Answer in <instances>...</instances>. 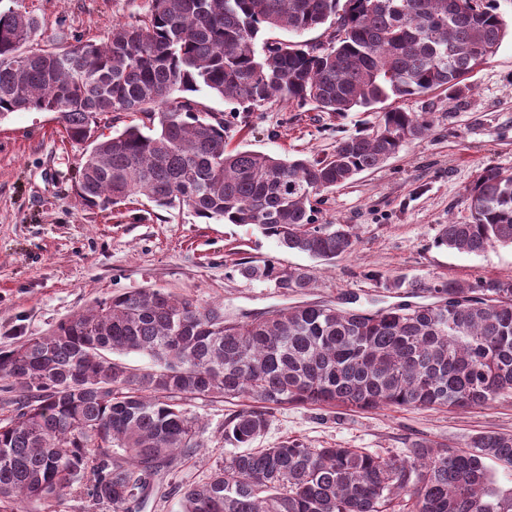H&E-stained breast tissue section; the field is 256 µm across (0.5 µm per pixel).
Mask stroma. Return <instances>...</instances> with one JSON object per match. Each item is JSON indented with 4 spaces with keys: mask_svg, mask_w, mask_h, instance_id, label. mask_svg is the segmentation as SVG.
<instances>
[{
    "mask_svg": "<svg viewBox=\"0 0 512 512\" xmlns=\"http://www.w3.org/2000/svg\"><path fill=\"white\" fill-rule=\"evenodd\" d=\"M145 0H0V8L36 15L37 39L102 42L117 23L134 21ZM473 89L389 98L383 109L430 112L434 124L379 168L359 174L324 197L322 224H351L359 236L352 254L326 262L280 247L250 224L196 217L188 208L153 203L103 211L84 204L72 181L82 146L71 143L55 113L17 111L0 117V348L48 333L59 322L115 293L161 289L218 303L230 321L308 303L336 308L354 303L374 311L396 303L381 278L401 275L464 284L493 277L512 284V247L480 254L437 247L441 224L468 216L465 197L486 166L512 170V35L470 75ZM231 127L230 147L281 158L332 152L337 141L371 125L375 112L357 108L335 116L274 102L252 112L209 91L197 92ZM272 260L307 268L315 285L303 292L241 275L243 262ZM248 400L196 399L187 408L200 425L196 451L179 459L161 492L143 512H180L175 489L204 478L236 448L224 441L228 417ZM512 433V393L465 411L357 410L288 405L272 408L256 447L294 440L310 448H363L402 453L424 438L463 449L479 433Z\"/></svg>",
    "mask_w": 512,
    "mask_h": 512,
    "instance_id": "1",
    "label": "stroma"
}]
</instances>
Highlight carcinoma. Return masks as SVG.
<instances>
[{"label": "carcinoma", "mask_w": 512, "mask_h": 512, "mask_svg": "<svg viewBox=\"0 0 512 512\" xmlns=\"http://www.w3.org/2000/svg\"><path fill=\"white\" fill-rule=\"evenodd\" d=\"M325 24L327 42L298 40ZM39 30L29 12L0 11V117L54 112L82 145L99 116H139L84 149L76 183L86 206L186 205L326 261L352 253L358 235L316 223L314 202L425 137L432 113L380 112L329 154L282 159L226 150L224 114L193 93L244 112L279 99L329 115L438 89L452 100L508 33L484 0H148L100 44L42 45ZM465 202L470 218L441 225L437 246L512 247V170L480 169ZM240 272L286 291L313 284L309 269L271 261ZM383 286L402 301L374 312L306 304L246 322L217 304L129 291L0 349L14 393L0 419V512H31L79 482L112 512L142 508L199 447L188 399L253 401L224 423V441L240 447L264 434L273 406L452 410L512 391V284L394 276ZM127 353L149 367L114 358ZM489 460L512 467V434L481 433L461 451L414 440L396 456L285 441L181 487V512H512Z\"/></svg>", "instance_id": "cac0c4a2"}]
</instances>
